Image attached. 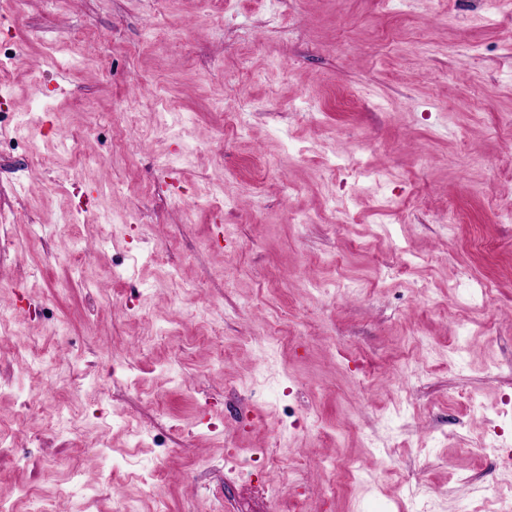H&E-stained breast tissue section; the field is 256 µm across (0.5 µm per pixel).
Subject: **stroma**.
I'll return each mask as SVG.
<instances>
[{"label": "stroma", "mask_w": 512, "mask_h": 512, "mask_svg": "<svg viewBox=\"0 0 512 512\" xmlns=\"http://www.w3.org/2000/svg\"><path fill=\"white\" fill-rule=\"evenodd\" d=\"M16 44L0 419L37 408L0 434L10 512L512 495L473 451L512 449V0H0Z\"/></svg>", "instance_id": "stroma-1"}]
</instances>
